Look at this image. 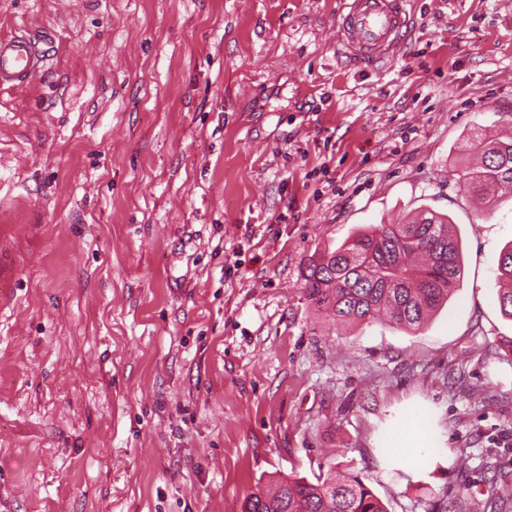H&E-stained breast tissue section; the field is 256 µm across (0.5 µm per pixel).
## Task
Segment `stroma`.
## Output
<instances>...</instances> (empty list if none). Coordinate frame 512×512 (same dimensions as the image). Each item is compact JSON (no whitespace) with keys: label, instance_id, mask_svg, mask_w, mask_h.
I'll return each instance as SVG.
<instances>
[{"label":"stroma","instance_id":"1","mask_svg":"<svg viewBox=\"0 0 512 512\" xmlns=\"http://www.w3.org/2000/svg\"><path fill=\"white\" fill-rule=\"evenodd\" d=\"M411 11L372 73L343 0H0L55 46L0 89V512H242L330 460L388 512L512 492V191L480 204L462 151L512 136V0ZM423 209L464 265L424 327L307 299L310 258ZM498 272L502 281L498 296L499 305L501 311L512 318V242L501 251ZM392 454L403 461H413L417 465L426 463L431 455V448H426L422 444L410 447L406 441L396 442L393 448H390Z\"/></svg>","mask_w":512,"mask_h":512}]
</instances>
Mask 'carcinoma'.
<instances>
[{
	"mask_svg": "<svg viewBox=\"0 0 512 512\" xmlns=\"http://www.w3.org/2000/svg\"><path fill=\"white\" fill-rule=\"evenodd\" d=\"M480 164L469 172L473 194L489 203L496 191L512 186V138L473 135ZM463 271L462 247L444 214L425 211L392 224L356 233L336 250L309 263L308 299L330 311L339 322H365L383 316L417 329L451 297ZM502 281L498 301L512 318V244L503 247L498 264ZM489 500H478L465 487L444 512H488ZM243 512H387L381 499L357 476L328 467L315 482L288 477L249 494Z\"/></svg>",
	"mask_w": 512,
	"mask_h": 512,
	"instance_id": "1",
	"label": "carcinoma"
}]
</instances>
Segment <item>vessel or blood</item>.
I'll return each mask as SVG.
<instances>
[{
    "instance_id": "b4317fda",
    "label": "vessel or blood",
    "mask_w": 512,
    "mask_h": 512,
    "mask_svg": "<svg viewBox=\"0 0 512 512\" xmlns=\"http://www.w3.org/2000/svg\"><path fill=\"white\" fill-rule=\"evenodd\" d=\"M346 12L336 43L357 64L377 69L402 57L410 37L411 0H344ZM51 40L36 41L23 34L0 39V88L33 80L48 66Z\"/></svg>"
}]
</instances>
